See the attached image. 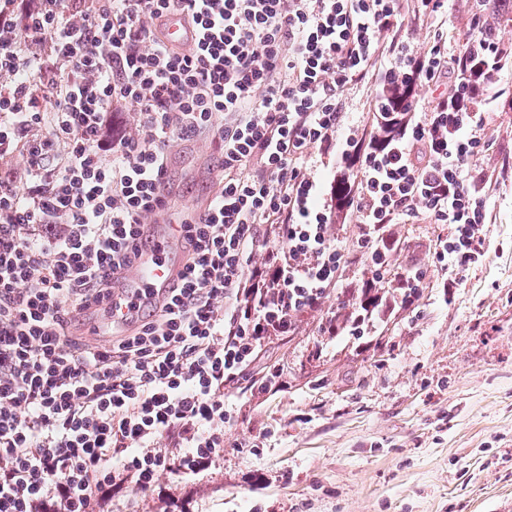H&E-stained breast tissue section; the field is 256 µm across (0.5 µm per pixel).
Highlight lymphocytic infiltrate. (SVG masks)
Returning <instances> with one entry per match:
<instances>
[{
  "mask_svg": "<svg viewBox=\"0 0 512 512\" xmlns=\"http://www.w3.org/2000/svg\"><path fill=\"white\" fill-rule=\"evenodd\" d=\"M175 11L192 53L164 41ZM447 18L444 0L409 18L401 0H0V512H96L114 487L223 460L224 388L340 282L338 217L368 261L419 221L452 227L438 262L483 257L473 168L501 63L487 14L463 65ZM409 20L432 34L391 46L383 74L441 92L403 97L402 136L366 143L343 130L340 95ZM204 135L216 187L181 231L180 282L90 345L82 325L111 313L115 272L167 205L171 148ZM332 152L357 168L341 203L309 167Z\"/></svg>",
  "mask_w": 512,
  "mask_h": 512,
  "instance_id": "obj_1",
  "label": "lymphocytic infiltrate"
}]
</instances>
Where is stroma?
<instances>
[{"instance_id": "1", "label": "stroma", "mask_w": 512, "mask_h": 512, "mask_svg": "<svg viewBox=\"0 0 512 512\" xmlns=\"http://www.w3.org/2000/svg\"><path fill=\"white\" fill-rule=\"evenodd\" d=\"M377 85L343 92L346 126L371 125ZM495 88L477 184L489 212L484 257L451 273L433 258L451 225H397L401 267L426 272L413 304L383 286L364 336L331 335L326 317L371 276L359 226L336 224L351 254L343 280L227 385L223 461L163 475L146 492L113 489L105 512H499L512 501V62ZM198 166L190 150L172 162V208L206 192ZM271 367L279 386L254 390Z\"/></svg>"}]
</instances>
